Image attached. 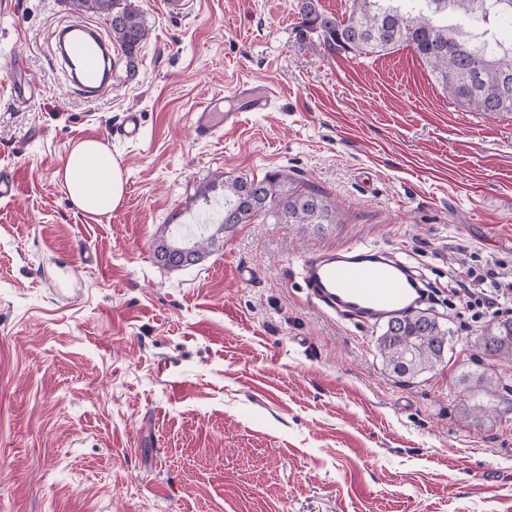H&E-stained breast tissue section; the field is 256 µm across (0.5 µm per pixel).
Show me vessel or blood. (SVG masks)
I'll list each match as a JSON object with an SVG mask.
<instances>
[{"label": "vessel or blood", "mask_w": 512, "mask_h": 512, "mask_svg": "<svg viewBox=\"0 0 512 512\" xmlns=\"http://www.w3.org/2000/svg\"><path fill=\"white\" fill-rule=\"evenodd\" d=\"M55 54L66 82L86 100L111 90L112 44L97 26L67 23L57 33ZM236 96L250 112L269 111L275 103L273 91L247 83L238 85ZM237 121V111L225 109L223 96L216 95L193 112L192 129L198 140H208ZM304 280L306 288L337 313L362 319L410 312L416 292L412 279L365 246L351 247L344 258L315 257L305 268Z\"/></svg>", "instance_id": "b4317fda"}]
</instances>
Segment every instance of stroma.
<instances>
[{
	"label": "stroma",
	"mask_w": 512,
	"mask_h": 512,
	"mask_svg": "<svg viewBox=\"0 0 512 512\" xmlns=\"http://www.w3.org/2000/svg\"><path fill=\"white\" fill-rule=\"evenodd\" d=\"M151 26L135 77L86 101L55 71L67 0H0V512H512V363H477L479 319L451 293L512 267V114L467 112L408 47L321 48L298 0H133ZM19 56L32 96L10 91ZM274 89L269 112L196 141L191 113L232 88ZM142 136H115L126 113ZM105 142L120 204L84 212L60 178L73 146ZM288 170L337 224L269 214L180 270L154 255L163 224L203 223L216 175ZM374 244L429 287L454 336L401 382L379 322L310 299L302 265ZM505 383L483 420L462 378Z\"/></svg>",
	"instance_id": "obj_1"
}]
</instances>
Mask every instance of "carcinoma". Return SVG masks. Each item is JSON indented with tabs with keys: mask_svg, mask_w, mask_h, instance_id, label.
Returning <instances> with one entry per match:
<instances>
[{
	"mask_svg": "<svg viewBox=\"0 0 512 512\" xmlns=\"http://www.w3.org/2000/svg\"><path fill=\"white\" fill-rule=\"evenodd\" d=\"M78 14H94L110 23L126 67L135 70L140 45L149 33L145 12L130 0H69ZM300 25L318 32L330 51L356 56L387 54L406 46L430 66L435 82L448 98L470 112L512 114V0H351L347 18L319 11L314 0H301ZM286 170L265 175L222 177L210 188L224 189V208L217 227L200 225L193 238L164 225L156 250L192 244L201 255L218 235L269 213L283 224H337L338 211L315 188L288 187ZM452 330L426 310L393 317L377 338L386 369L409 380L441 364L448 355ZM478 358L512 362V319L488 325L475 337ZM469 388L492 395L508 388L481 372L468 377Z\"/></svg>",
	"mask_w": 512,
	"mask_h": 512,
	"instance_id": "cac0c4a2",
	"label": "carcinoma"
}]
</instances>
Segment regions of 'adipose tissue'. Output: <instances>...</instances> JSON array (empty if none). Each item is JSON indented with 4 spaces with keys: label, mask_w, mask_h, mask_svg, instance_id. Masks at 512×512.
Wrapping results in <instances>:
<instances>
[{
    "label": "adipose tissue",
    "mask_w": 512,
    "mask_h": 512,
    "mask_svg": "<svg viewBox=\"0 0 512 512\" xmlns=\"http://www.w3.org/2000/svg\"><path fill=\"white\" fill-rule=\"evenodd\" d=\"M61 179L72 203L81 210L96 200L112 209L123 197L122 170L99 140H84L73 147Z\"/></svg>",
    "instance_id": "ef3b65f1"
}]
</instances>
